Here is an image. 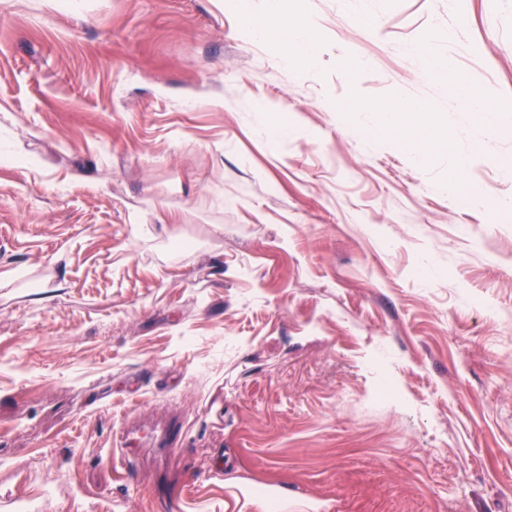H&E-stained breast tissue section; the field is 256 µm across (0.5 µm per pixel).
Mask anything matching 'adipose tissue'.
<instances>
[{"label":"adipose tissue","mask_w":512,"mask_h":512,"mask_svg":"<svg viewBox=\"0 0 512 512\" xmlns=\"http://www.w3.org/2000/svg\"><path fill=\"white\" fill-rule=\"evenodd\" d=\"M241 12L247 32L255 38L279 37L280 60L291 65L296 59H312L319 45L315 37L316 23L309 16L291 18L279 15L277 0H266L264 10L251 7L243 0ZM288 495L270 491L256 484L228 481L224 484V512H287Z\"/></svg>","instance_id":"ef3b65f1"}]
</instances>
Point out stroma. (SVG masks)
<instances>
[{
	"label": "stroma",
	"mask_w": 512,
	"mask_h": 512,
	"mask_svg": "<svg viewBox=\"0 0 512 512\" xmlns=\"http://www.w3.org/2000/svg\"><path fill=\"white\" fill-rule=\"evenodd\" d=\"M281 5L0 0V512H512V0ZM265 9L257 11L250 1H241V12L247 32L255 38L266 39L278 34L281 43L280 60L291 65L297 58L311 60L317 55L319 45L315 37L316 22L310 16L291 18L280 16L278 1H265ZM277 21L272 22L271 18ZM274 503L281 512H288V494L283 490L233 480L224 483V512H271Z\"/></svg>",
	"instance_id": "obj_1"
}]
</instances>
